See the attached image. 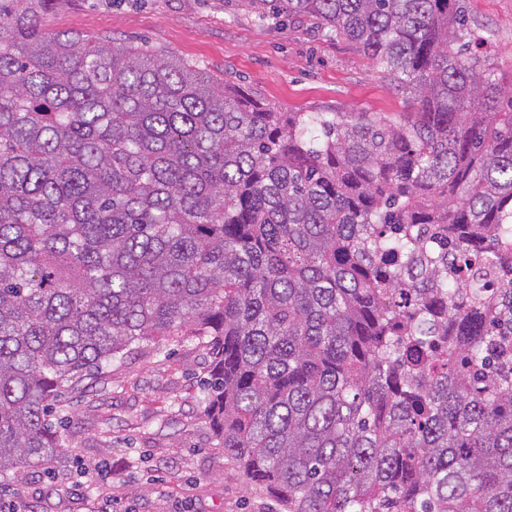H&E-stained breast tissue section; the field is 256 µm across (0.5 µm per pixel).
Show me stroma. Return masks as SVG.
Listing matches in <instances>:
<instances>
[{
	"label": "stroma",
	"instance_id": "obj_1",
	"mask_svg": "<svg viewBox=\"0 0 512 512\" xmlns=\"http://www.w3.org/2000/svg\"><path fill=\"white\" fill-rule=\"evenodd\" d=\"M478 53L512 79V0H465ZM43 27L146 43L224 77L282 112H368L403 119L413 106L351 41L314 18L260 20L247 0H54ZM205 344L136 347L66 393L69 448L60 482L39 467L0 496L24 512H283L215 446L203 416ZM103 464L100 482L85 473Z\"/></svg>",
	"mask_w": 512,
	"mask_h": 512
}]
</instances>
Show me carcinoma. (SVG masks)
<instances>
[{"instance_id":"obj_1","label":"carcinoma","mask_w":512,"mask_h":512,"mask_svg":"<svg viewBox=\"0 0 512 512\" xmlns=\"http://www.w3.org/2000/svg\"><path fill=\"white\" fill-rule=\"evenodd\" d=\"M0 0V475L132 346L209 347L204 415L286 512H512V81L461 0H261L413 99L278 112Z\"/></svg>"}]
</instances>
